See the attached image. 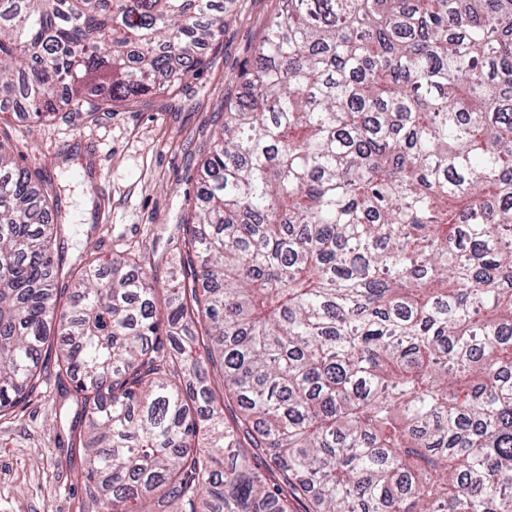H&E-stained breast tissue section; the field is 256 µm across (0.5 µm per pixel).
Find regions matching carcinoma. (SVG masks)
I'll return each instance as SVG.
<instances>
[{
	"mask_svg": "<svg viewBox=\"0 0 512 512\" xmlns=\"http://www.w3.org/2000/svg\"><path fill=\"white\" fill-rule=\"evenodd\" d=\"M226 4L0 0V106L169 93ZM240 80L161 290L0 143V413L70 380L99 512H512V0H279Z\"/></svg>",
	"mask_w": 512,
	"mask_h": 512,
	"instance_id": "obj_1",
	"label": "carcinoma"
}]
</instances>
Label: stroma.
I'll list each match as a JSON object with an SVG mask.
<instances>
[{"mask_svg": "<svg viewBox=\"0 0 512 512\" xmlns=\"http://www.w3.org/2000/svg\"><path fill=\"white\" fill-rule=\"evenodd\" d=\"M278 8V0H235L202 65L174 94L67 121L0 114V142L15 163L57 189L59 213L72 227L65 264L90 252L105 262L136 254L141 271L161 277L180 265L202 159ZM41 381L0 416V512H99L59 416L63 386L55 369L46 368Z\"/></svg>", "mask_w": 512, "mask_h": 512, "instance_id": "35a3bbf8", "label": "stroma"}]
</instances>
